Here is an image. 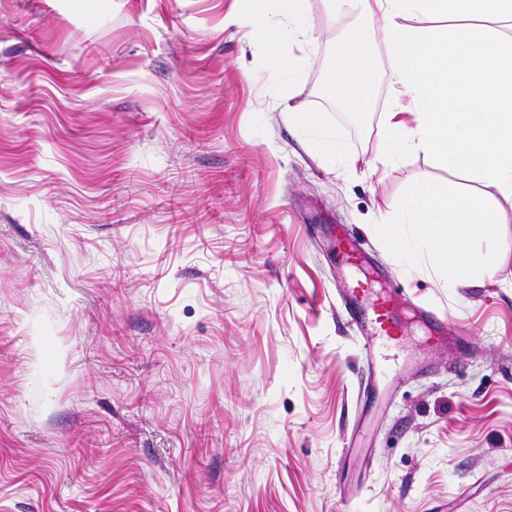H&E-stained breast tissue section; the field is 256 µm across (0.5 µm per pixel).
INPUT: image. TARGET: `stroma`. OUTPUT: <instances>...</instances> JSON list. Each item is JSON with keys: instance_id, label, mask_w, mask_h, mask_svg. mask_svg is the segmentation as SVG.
Listing matches in <instances>:
<instances>
[{"instance_id": "stroma-1", "label": "stroma", "mask_w": 512, "mask_h": 512, "mask_svg": "<svg viewBox=\"0 0 512 512\" xmlns=\"http://www.w3.org/2000/svg\"><path fill=\"white\" fill-rule=\"evenodd\" d=\"M235 12L0 0V512H512V199L481 284L403 260L389 205L467 177L375 166L381 42L370 112L325 93L336 38L376 21L308 0L292 81ZM324 132L339 155L308 150ZM339 225L367 256L345 277ZM356 282L454 335L403 315L382 395Z\"/></svg>"}]
</instances>
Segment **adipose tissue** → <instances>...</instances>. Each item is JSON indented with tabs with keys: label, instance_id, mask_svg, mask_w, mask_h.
<instances>
[{
	"label": "adipose tissue",
	"instance_id": "ef3b65f1",
	"mask_svg": "<svg viewBox=\"0 0 512 512\" xmlns=\"http://www.w3.org/2000/svg\"><path fill=\"white\" fill-rule=\"evenodd\" d=\"M258 0H236L252 39L263 42L276 67L299 79L284 45L311 38L307 0H278V21ZM336 13L360 12L379 22L391 64V97L376 156L389 165L401 152H420L439 167L460 170L469 183L456 189L420 184L392 205V220L377 230L401 252L417 249L449 279L470 284L490 257L482 242L497 239L495 195L512 197V0H326ZM370 33L338 38L326 84L353 112L369 111L375 69ZM486 187L483 195L471 183Z\"/></svg>",
	"mask_w": 512,
	"mask_h": 512
}]
</instances>
